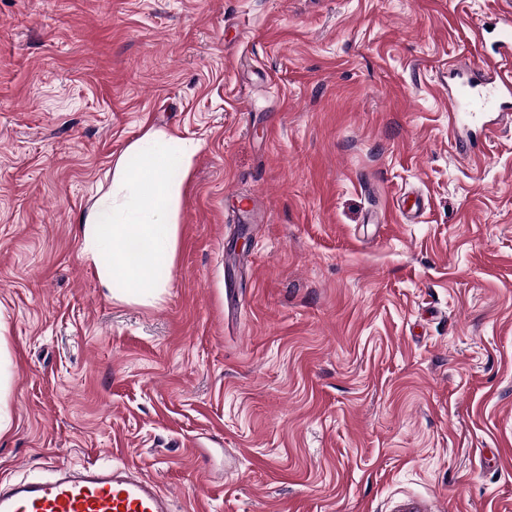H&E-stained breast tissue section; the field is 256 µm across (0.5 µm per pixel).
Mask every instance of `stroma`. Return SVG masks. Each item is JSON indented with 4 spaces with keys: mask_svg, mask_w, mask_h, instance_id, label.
<instances>
[{
    "mask_svg": "<svg viewBox=\"0 0 512 512\" xmlns=\"http://www.w3.org/2000/svg\"><path fill=\"white\" fill-rule=\"evenodd\" d=\"M500 10L0 0V481L125 464L173 512H512V121L466 159L448 131V67ZM149 128L199 150L168 286L127 303L79 221ZM0 434L6 432L11 424L7 412L8 375L4 369V337L0 334Z\"/></svg>",
    "mask_w": 512,
    "mask_h": 512,
    "instance_id": "35a3bbf8",
    "label": "stroma"
}]
</instances>
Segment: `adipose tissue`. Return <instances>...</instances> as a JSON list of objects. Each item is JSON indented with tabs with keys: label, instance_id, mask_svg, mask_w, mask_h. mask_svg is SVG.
<instances>
[{
	"label": "adipose tissue",
	"instance_id": "adipose-tissue-1",
	"mask_svg": "<svg viewBox=\"0 0 512 512\" xmlns=\"http://www.w3.org/2000/svg\"><path fill=\"white\" fill-rule=\"evenodd\" d=\"M197 144L146 130L116 158L112 180L80 218L84 250L114 299L147 303L167 285L182 185Z\"/></svg>",
	"mask_w": 512,
	"mask_h": 512
}]
</instances>
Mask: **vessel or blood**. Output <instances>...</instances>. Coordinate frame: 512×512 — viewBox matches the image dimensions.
<instances>
[{
  "label": "vessel or blood",
  "instance_id": "b4317fda",
  "mask_svg": "<svg viewBox=\"0 0 512 512\" xmlns=\"http://www.w3.org/2000/svg\"><path fill=\"white\" fill-rule=\"evenodd\" d=\"M512 100V48L469 69L448 68V127L462 112H496ZM0 512H171L169 497L128 466H57L48 480L0 482Z\"/></svg>",
  "mask_w": 512,
  "mask_h": 512
}]
</instances>
